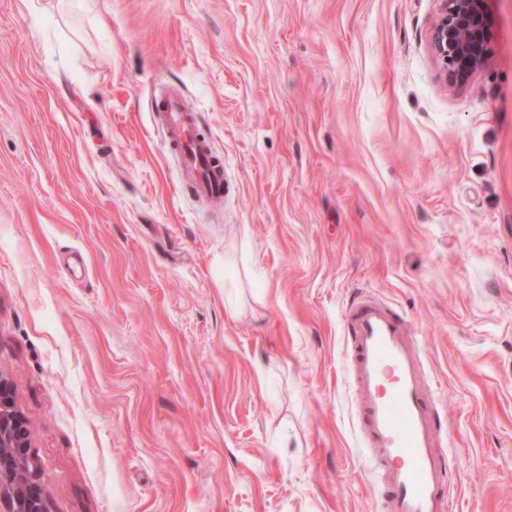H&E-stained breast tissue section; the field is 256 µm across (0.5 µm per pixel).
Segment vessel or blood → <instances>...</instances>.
Masks as SVG:
<instances>
[{
  "label": "vessel or blood",
  "mask_w": 512,
  "mask_h": 512,
  "mask_svg": "<svg viewBox=\"0 0 512 512\" xmlns=\"http://www.w3.org/2000/svg\"><path fill=\"white\" fill-rule=\"evenodd\" d=\"M157 125L179 154L198 197H224L211 140L181 95L154 101ZM356 427L369 467L385 487L383 512H452L454 472L438 439L437 399L423 378L420 342L397 307L360 295L342 315Z\"/></svg>",
  "instance_id": "vessel-or-blood-1"
}]
</instances>
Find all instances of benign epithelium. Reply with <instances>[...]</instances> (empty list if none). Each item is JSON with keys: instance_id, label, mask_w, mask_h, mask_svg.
<instances>
[{"instance_id": "benign-epithelium-1", "label": "benign epithelium", "mask_w": 512, "mask_h": 512, "mask_svg": "<svg viewBox=\"0 0 512 512\" xmlns=\"http://www.w3.org/2000/svg\"><path fill=\"white\" fill-rule=\"evenodd\" d=\"M429 34L432 55L446 79L465 81L488 61L491 32L486 0H440ZM29 453V430L19 412L12 380L0 373V504L6 512H49Z\"/></svg>"}]
</instances>
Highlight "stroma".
<instances>
[{"mask_svg":"<svg viewBox=\"0 0 512 512\" xmlns=\"http://www.w3.org/2000/svg\"><path fill=\"white\" fill-rule=\"evenodd\" d=\"M0 0V373L50 512H379L342 313L407 315L453 512H512V0ZM224 162L183 189L152 105ZM487 0H440L429 34L432 55L449 82L465 81L488 61ZM155 121L163 131L170 150L179 154L184 179L200 198H224V165L214 162L211 140L201 132L195 112L189 110L179 94H169L154 101Z\"/></svg>","mask_w":512,"mask_h":512,"instance_id":"1","label":"stroma"}]
</instances>
